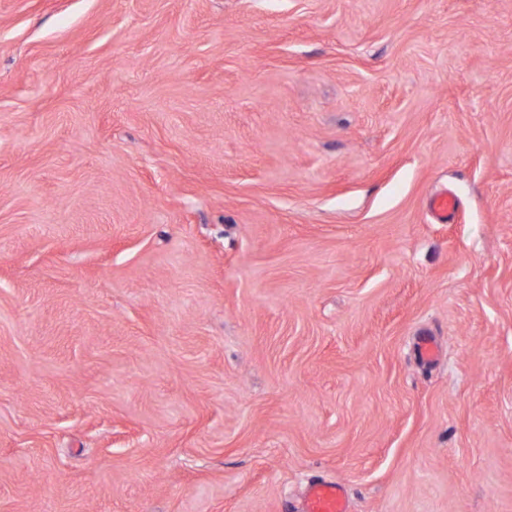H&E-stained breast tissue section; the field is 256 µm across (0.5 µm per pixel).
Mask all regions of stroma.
Listing matches in <instances>:
<instances>
[{
	"label": "stroma",
	"instance_id": "obj_1",
	"mask_svg": "<svg viewBox=\"0 0 512 512\" xmlns=\"http://www.w3.org/2000/svg\"><path fill=\"white\" fill-rule=\"evenodd\" d=\"M318 480L512 512V0H0V512Z\"/></svg>",
	"mask_w": 512,
	"mask_h": 512
}]
</instances>
